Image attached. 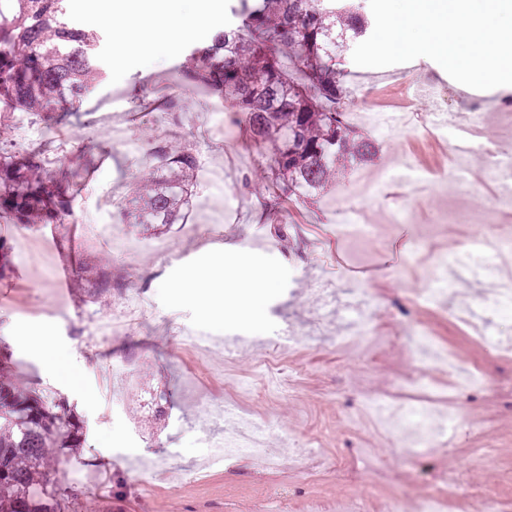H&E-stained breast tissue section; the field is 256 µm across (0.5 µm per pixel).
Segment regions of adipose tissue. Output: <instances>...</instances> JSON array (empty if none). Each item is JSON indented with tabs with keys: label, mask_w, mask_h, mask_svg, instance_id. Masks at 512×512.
Listing matches in <instances>:
<instances>
[{
	"label": "adipose tissue",
	"mask_w": 512,
	"mask_h": 512,
	"mask_svg": "<svg viewBox=\"0 0 512 512\" xmlns=\"http://www.w3.org/2000/svg\"><path fill=\"white\" fill-rule=\"evenodd\" d=\"M174 0H110L109 10L121 13L125 26L117 35L121 54L148 56L159 48H174L190 30L191 21L173 20ZM188 284L203 286L216 279L224 284V304L236 310L240 319H248L251 308L245 295L247 291L264 287L265 280L253 269L237 259H217L212 270L190 271Z\"/></svg>",
	"instance_id": "obj_1"
}]
</instances>
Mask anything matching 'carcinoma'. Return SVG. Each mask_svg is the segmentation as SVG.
Instances as JSON below:
<instances>
[{
	"mask_svg": "<svg viewBox=\"0 0 512 512\" xmlns=\"http://www.w3.org/2000/svg\"><path fill=\"white\" fill-rule=\"evenodd\" d=\"M77 0H0V112L14 105L47 122L81 100L102 76L97 35L70 26ZM360 0H238L212 43L189 50L175 74L200 92L220 93L242 115L250 137L269 151L267 178L309 195L336 180L337 164L366 158L373 145L336 108V43L370 33ZM289 62L293 72L284 68ZM0 121V218L23 227L59 224L73 188L98 163L80 150L49 162L8 150ZM134 185L141 224L185 217L197 169L188 148L158 146ZM102 299L112 291V262H82ZM17 361L0 338V512H62L49 475L62 448H82L84 422L68 399L20 382Z\"/></svg>",
	"mask_w": 512,
	"mask_h": 512,
	"instance_id": "1",
	"label": "carcinoma"
}]
</instances>
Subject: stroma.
<instances>
[{
	"label": "stroma",
	"instance_id": "stroma-1",
	"mask_svg": "<svg viewBox=\"0 0 512 512\" xmlns=\"http://www.w3.org/2000/svg\"><path fill=\"white\" fill-rule=\"evenodd\" d=\"M71 23L102 35L104 75L89 85L70 124L42 128L32 143L14 131L13 144L17 152L37 149L50 158L85 149L105 159L73 197L74 223L25 228L0 219L11 266L0 279V338L9 340L26 381L66 397L86 427L84 448L63 450L56 469L76 475L82 490L65 512H356L359 503L391 495L400 498L402 512H413L415 489L433 488L448 464H469L483 428L497 458L494 469L473 477L512 508V486L499 484L496 473L512 468V359L487 357L447 312L475 300L483 285L460 275L440 306L417 307L410 296L414 288L442 287L461 223H482L501 191L487 160L512 153V88L466 87L426 57L364 68L344 54L341 105L352 113V125L375 141V155L349 160L335 188L310 199L289 195L282 208L265 210L258 201L271 189L264 177L267 151L234 125L229 111V137L208 134L205 117L218 98L182 83L174 105L153 104L157 89L186 62L188 42L121 61L111 20L77 10ZM408 70L433 87L411 105L392 107L394 117L409 114L412 122L364 123L362 113L380 109L390 77ZM438 109L455 119L439 141L424 127ZM477 119L485 147L470 152L461 189L443 187L449 155ZM119 135L133 137L137 150L116 146ZM163 144L202 152L209 164L196 174L184 220L156 229L137 222L131 190L143 161ZM373 184L380 193L365 195ZM356 208L375 225L373 241L341 234ZM99 252L112 256L114 289L105 301L91 298L88 274L72 269L74 256ZM221 252L268 278L253 297L249 320L217 311L218 282L203 291L184 284L187 271L210 270ZM63 268L72 274L60 289ZM351 288L378 301L387 325L423 328L463 364L487 372L485 389L455 393L447 382L435 384L441 395L435 413L458 415L447 454L394 451L367 412L369 395L396 392L420 360L406 342L369 355L354 343L337 345L343 322L322 312L321 293L342 297ZM127 303L140 307L142 324L100 343L91 334L93 322ZM286 329L299 341L273 381L258 365ZM33 335L53 340L71 379L41 365L26 342ZM198 340L205 349L195 348ZM244 379L251 391L240 388ZM217 402L247 421L270 424L268 457L207 461L201 437H224L223 423L208 416ZM312 441L324 458L314 478L302 459Z\"/></svg>",
	"mask_w": 512,
	"mask_h": 512
}]
</instances>
